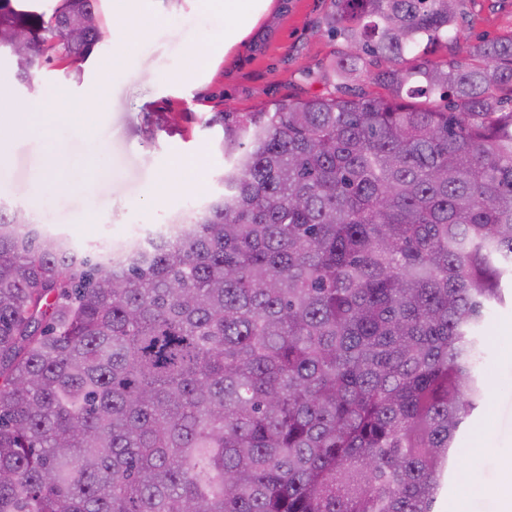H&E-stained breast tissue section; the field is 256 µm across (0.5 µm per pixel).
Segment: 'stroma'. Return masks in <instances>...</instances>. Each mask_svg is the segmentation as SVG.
Instances as JSON below:
<instances>
[{"instance_id":"stroma-1","label":"stroma","mask_w":512,"mask_h":512,"mask_svg":"<svg viewBox=\"0 0 512 512\" xmlns=\"http://www.w3.org/2000/svg\"><path fill=\"white\" fill-rule=\"evenodd\" d=\"M330 0H270L243 39L222 54L201 61L195 78L174 80L197 46L219 19L201 0H144L146 12L164 16L161 24L142 16H115L112 0H101L106 24L122 23L131 33L133 55L148 56L154 78L135 71L114 81L107 108H100L89 90L112 60V42L100 43L73 78L53 67L37 71V94L19 84L8 58L0 59V100L8 106L38 111L39 99L55 88H70L77 100L75 116L62 123L58 138L67 147L71 166L82 177L80 189L60 202L35 169L36 158L49 143L40 126L20 142L0 176V201L18 209L34 203L33 218L50 233L65 236L77 249L94 247L100 236L114 243L130 238L132 227L150 231L188 209L203 205L221 187L216 178L224 158L216 148L220 129L203 121L218 109L247 112L289 97L307 99L329 94V86L309 81L343 51L341 37L332 36L324 18ZM455 46L434 44L419 52L432 60H449L456 48H469L512 34V0H462ZM199 164L200 188L174 191L165 201L150 200L157 172L183 174L187 162ZM512 326V304L495 307L484 331L485 364L492 371L481 407L461 427L458 451L448 462L446 496L435 512H448L466 498L469 512H498L507 490L502 463L512 455V339L502 329ZM472 475L464 483V475Z\"/></svg>"}]
</instances>
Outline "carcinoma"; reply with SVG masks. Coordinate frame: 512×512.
Wrapping results in <instances>:
<instances>
[{"label":"carcinoma","instance_id":"1","mask_svg":"<svg viewBox=\"0 0 512 512\" xmlns=\"http://www.w3.org/2000/svg\"><path fill=\"white\" fill-rule=\"evenodd\" d=\"M459 2L331 0L322 78L375 54L385 94L212 113L222 192L143 248L0 206V512H432L512 284V35L412 57ZM105 34L0 0L31 93Z\"/></svg>","mask_w":512,"mask_h":512}]
</instances>
